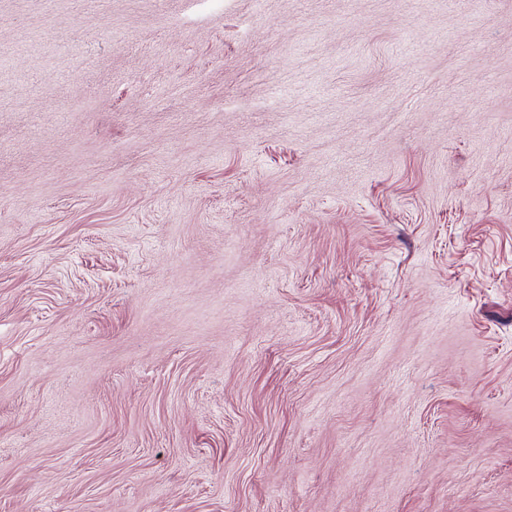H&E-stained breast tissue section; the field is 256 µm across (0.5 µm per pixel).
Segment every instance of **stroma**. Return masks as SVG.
I'll list each match as a JSON object with an SVG mask.
<instances>
[{"mask_svg": "<svg viewBox=\"0 0 512 512\" xmlns=\"http://www.w3.org/2000/svg\"><path fill=\"white\" fill-rule=\"evenodd\" d=\"M0 512H512V0H0Z\"/></svg>", "mask_w": 512, "mask_h": 512, "instance_id": "1", "label": "stroma"}]
</instances>
